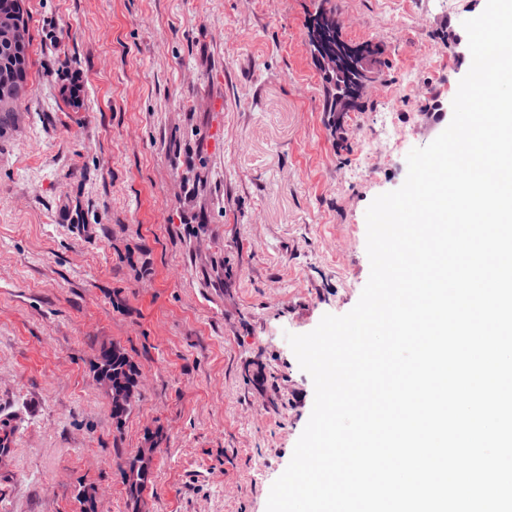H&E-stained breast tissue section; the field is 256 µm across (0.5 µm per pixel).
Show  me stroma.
I'll use <instances>...</instances> for the list:
<instances>
[{"label": "stroma", "mask_w": 512, "mask_h": 512, "mask_svg": "<svg viewBox=\"0 0 512 512\" xmlns=\"http://www.w3.org/2000/svg\"><path fill=\"white\" fill-rule=\"evenodd\" d=\"M382 80L324 111L314 0H23L31 47L0 125V512H266L311 415L288 335L358 302L366 210L449 125L486 0H335ZM79 93L72 105L70 93ZM405 138L389 146L386 122ZM120 344L123 426L93 366ZM100 367H106L115 382L121 385L123 382L133 384L139 377V370L125 349L117 344H103L98 349L97 362L94 373ZM128 464L130 466L128 469L126 467L123 469V475L130 508L132 512H139L142 495L152 482V454L146 448H142L138 454L126 462V466Z\"/></svg>", "instance_id": "35a3bbf8"}]
</instances>
